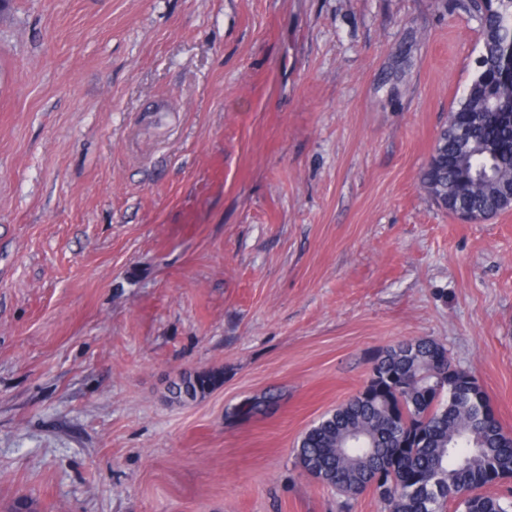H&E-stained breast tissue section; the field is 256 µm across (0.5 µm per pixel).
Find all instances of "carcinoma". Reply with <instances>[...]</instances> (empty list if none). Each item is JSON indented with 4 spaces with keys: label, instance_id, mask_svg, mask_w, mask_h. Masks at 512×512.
<instances>
[{
    "label": "carcinoma",
    "instance_id": "1",
    "mask_svg": "<svg viewBox=\"0 0 512 512\" xmlns=\"http://www.w3.org/2000/svg\"><path fill=\"white\" fill-rule=\"evenodd\" d=\"M478 18L482 51L473 78L436 138L420 187L438 207L496 209L497 195L512 185V69L505 63L512 37V0L485 10L479 0H456ZM448 349L427 338L380 350L371 370L389 389L353 396L309 428L296 461L344 498V506L380 477L385 512H512V499L480 489L512 478V437L488 416V403L469 373L448 389ZM222 372L189 374L170 392L194 400L214 388Z\"/></svg>",
    "mask_w": 512,
    "mask_h": 512
}]
</instances>
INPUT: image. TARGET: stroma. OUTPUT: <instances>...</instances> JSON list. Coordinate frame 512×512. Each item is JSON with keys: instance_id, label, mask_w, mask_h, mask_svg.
I'll return each instance as SVG.
<instances>
[{"instance_id": "35a3bbf8", "label": "stroma", "mask_w": 512, "mask_h": 512, "mask_svg": "<svg viewBox=\"0 0 512 512\" xmlns=\"http://www.w3.org/2000/svg\"><path fill=\"white\" fill-rule=\"evenodd\" d=\"M454 2L0 6V512H340L295 447L419 338L512 433V210L418 180ZM222 378V372L210 370L207 372L183 376L170 389L173 398L179 401L194 400L205 395L214 388Z\"/></svg>"}]
</instances>
